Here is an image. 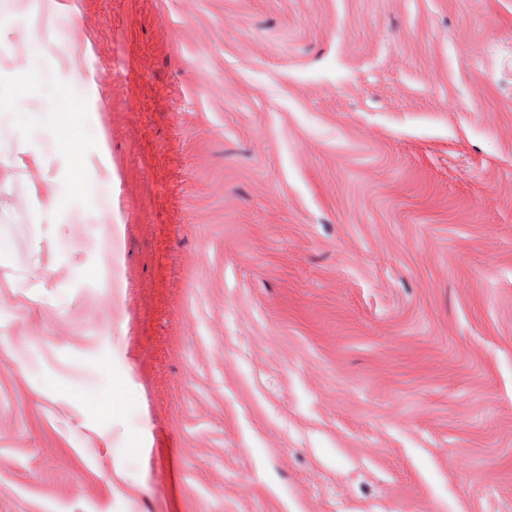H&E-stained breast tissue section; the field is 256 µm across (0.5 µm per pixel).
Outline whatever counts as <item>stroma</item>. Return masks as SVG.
<instances>
[{
    "label": "stroma",
    "mask_w": 512,
    "mask_h": 512,
    "mask_svg": "<svg viewBox=\"0 0 512 512\" xmlns=\"http://www.w3.org/2000/svg\"><path fill=\"white\" fill-rule=\"evenodd\" d=\"M0 276V512H512V0H0ZM33 336V328L31 326L16 328L11 336H9L10 350L18 363L24 365L34 364L35 359L30 352Z\"/></svg>",
    "instance_id": "35a3bbf8"
}]
</instances>
